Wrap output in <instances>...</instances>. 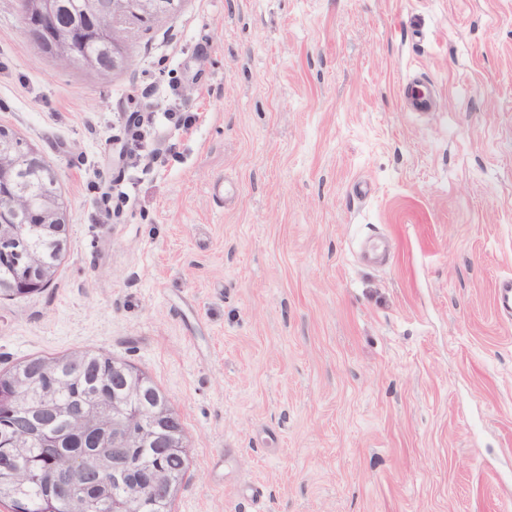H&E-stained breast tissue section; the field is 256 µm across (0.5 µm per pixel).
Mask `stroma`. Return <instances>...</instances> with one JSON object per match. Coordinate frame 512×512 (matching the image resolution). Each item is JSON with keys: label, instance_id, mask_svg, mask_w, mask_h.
Here are the masks:
<instances>
[{"label": "stroma", "instance_id": "stroma-1", "mask_svg": "<svg viewBox=\"0 0 512 512\" xmlns=\"http://www.w3.org/2000/svg\"><path fill=\"white\" fill-rule=\"evenodd\" d=\"M126 55L62 66L0 0V126L69 224L0 369L144 372L171 512H512V0H180ZM405 91L410 96L412 111L430 112L433 110L435 105L434 93L429 81L415 79L406 84ZM494 303L502 319H512V277L498 280L494 289Z\"/></svg>", "mask_w": 512, "mask_h": 512}]
</instances>
